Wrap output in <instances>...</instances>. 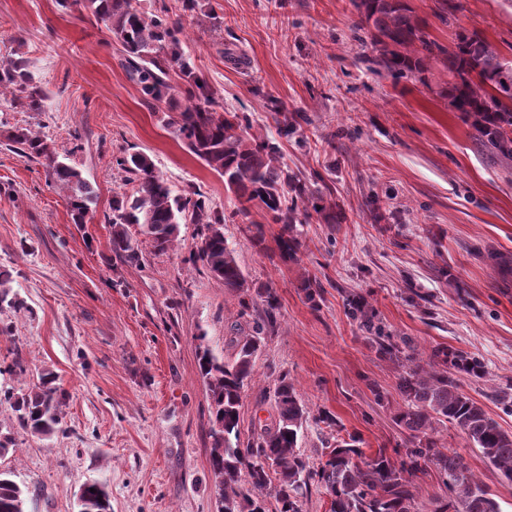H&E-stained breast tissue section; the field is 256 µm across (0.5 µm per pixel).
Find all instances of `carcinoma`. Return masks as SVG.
<instances>
[{
    "instance_id": "obj_1",
    "label": "carcinoma",
    "mask_w": 512,
    "mask_h": 512,
    "mask_svg": "<svg viewBox=\"0 0 512 512\" xmlns=\"http://www.w3.org/2000/svg\"><path fill=\"white\" fill-rule=\"evenodd\" d=\"M66 7L89 11L106 23L126 52L125 69L140 88L143 102L156 109L172 101V76L184 81L188 104L170 117L169 124L185 139L191 152L224 177V185L238 199L237 213L247 215V204L263 209L273 224L283 225L279 245L285 256H296L299 241L294 232L298 203H308L314 192L280 165L278 147L250 133V114L218 111L214 96L182 47L183 26L165 16L144 18L131 0H62ZM359 14L356 30L366 34L372 61L394 77L418 78L434 60H442L448 80L442 94L452 109L471 121L475 140L491 158L512 161V60L502 58L478 31L461 33L452 47L430 37L426 20L420 19L406 0H353ZM11 96V106L29 112L44 110V96L34 84L23 58L0 66V98ZM12 148L29 160H44L49 176L67 191L71 218L87 223L95 192L70 165L58 160L47 137L28 128L17 130ZM134 185L112 198V252L125 264L143 261L139 237L150 240L157 253L167 252L177 240L180 225L194 224L199 242L186 262L201 267L224 287L249 291L238 264L234 245L224 235L225 216L215 210L199 189L190 186L176 194L141 153L115 159ZM296 202L288 203V190ZM10 274L0 272V306L21 309L24 302L10 296ZM264 303L263 315L237 344L236 357L224 361L207 346H199V376L207 389L212 427L210 467L221 501L217 512H301L300 497L316 483L331 498L330 512H414L415 495L410 476L423 462L433 463L448 487V499L434 502L433 512H501L489 489L475 479L457 452L435 449L430 433L448 423L457 429L487 462L512 481V433L503 430L483 406L462 392L452 372L475 378L485 376L484 366L472 355L449 349L434 351V365L414 366L400 384L407 402L398 416L410 437L425 442L411 448L406 460L395 466L382 455L360 461V440L351 435L336 442L317 469L301 451L300 440L307 411L288 376L282 375L273 390L278 422L261 429L247 444L240 440V407L244 387L252 379L254 360L263 336L277 324L278 297L274 289L256 291ZM4 397L11 400L17 426L37 438L52 435L62 422L65 398L51 372L40 374L27 390ZM278 483L272 484V475ZM27 488L11 473L0 471V512H25ZM79 512H112L105 486L87 482L78 492Z\"/></svg>"
}]
</instances>
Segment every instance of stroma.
I'll return each instance as SVG.
<instances>
[{
  "instance_id": "obj_1",
  "label": "stroma",
  "mask_w": 512,
  "mask_h": 512,
  "mask_svg": "<svg viewBox=\"0 0 512 512\" xmlns=\"http://www.w3.org/2000/svg\"><path fill=\"white\" fill-rule=\"evenodd\" d=\"M448 23L434 0H410L429 32L451 45L458 28L478 30L512 60V0H457ZM144 17L181 21L183 48L219 106L251 113L254 132L277 143L290 175L318 184V204L298 225L288 259L281 225L261 209L236 213L224 179L188 149L166 109L143 104L127 75L120 41L91 14L59 0H0V64L27 60L45 97L41 112L0 100V269L23 309L0 308V391L21 392L45 371L67 393L59 430L17 438L0 471L29 490L26 512H77L88 481L106 487L112 512H216L209 452V400L198 374L199 344L233 359L230 326L240 292L184 259L196 227L175 248L116 260L112 195L123 190L117 157L141 152L177 191L196 186L221 212L250 288H274L279 317L255 357L240 409L242 439L275 424L266 393L281 375L307 410L301 448L311 465L354 435L365 458L405 459L409 434L400 380L407 368L383 356L352 314L362 302L375 325L411 340L417 362L435 349L479 358L486 376L458 378L461 390L512 432V413L494 394L512 382V168L494 163L439 89L395 80L356 37L352 0H131ZM44 134L96 191L93 217L73 224L66 192L42 163L9 148L17 128ZM262 225L263 244L245 229ZM321 295L309 301L306 280ZM23 369H16L15 360ZM437 450L461 454L512 512V482L491 469L463 435L441 425Z\"/></svg>"
}]
</instances>
